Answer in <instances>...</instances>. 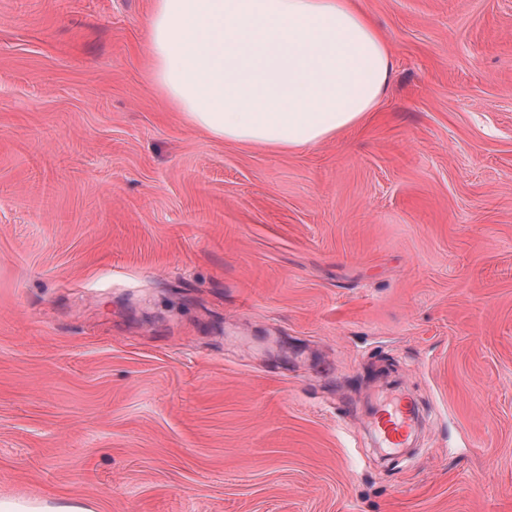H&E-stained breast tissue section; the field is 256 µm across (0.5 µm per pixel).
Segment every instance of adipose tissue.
I'll list each match as a JSON object with an SVG mask.
<instances>
[{
  "mask_svg": "<svg viewBox=\"0 0 512 512\" xmlns=\"http://www.w3.org/2000/svg\"><path fill=\"white\" fill-rule=\"evenodd\" d=\"M147 53L187 124L284 152L361 122L392 74L356 0H152Z\"/></svg>",
  "mask_w": 512,
  "mask_h": 512,
  "instance_id": "ef3b65f1",
  "label": "adipose tissue"
}]
</instances>
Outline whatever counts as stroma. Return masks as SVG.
I'll use <instances>...</instances> for the list:
<instances>
[{"instance_id":"stroma-1","label":"stroma","mask_w":512,"mask_h":512,"mask_svg":"<svg viewBox=\"0 0 512 512\" xmlns=\"http://www.w3.org/2000/svg\"><path fill=\"white\" fill-rule=\"evenodd\" d=\"M361 6L377 110L279 152L167 108L150 0H0L1 499L512 512V0ZM378 429L389 448L400 447L413 427L412 408L407 403L393 410L380 411Z\"/></svg>"}]
</instances>
